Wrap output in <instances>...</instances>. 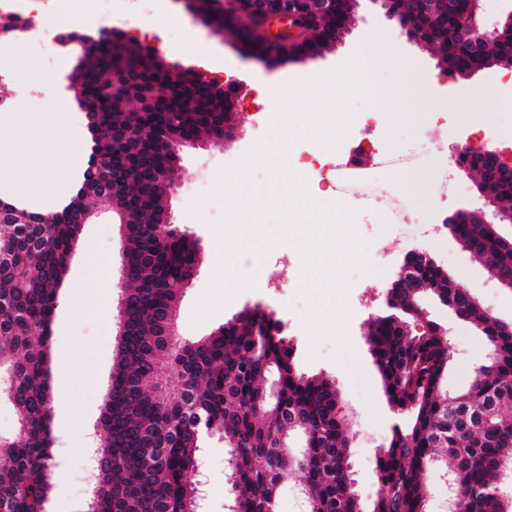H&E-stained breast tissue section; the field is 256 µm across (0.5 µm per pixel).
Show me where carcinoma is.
<instances>
[{
  "label": "carcinoma",
  "mask_w": 512,
  "mask_h": 512,
  "mask_svg": "<svg viewBox=\"0 0 512 512\" xmlns=\"http://www.w3.org/2000/svg\"><path fill=\"white\" fill-rule=\"evenodd\" d=\"M470 6L471 0H448L431 23L433 47L453 75L467 74L476 62L457 36ZM239 19L243 25L234 31L253 41L254 51H269L265 23ZM321 28L315 48L335 41L344 19L326 18ZM482 56L487 66L512 68V37L488 45ZM147 62L130 40L78 59L75 74L92 89L115 75L133 77L138 107L86 113L91 160L60 209L44 214L0 196V400L15 411L14 432L0 434V512H47L54 478L49 340L58 293L90 204L110 210L122 192L134 200L124 247L123 333L86 512H201L190 476L209 438L228 449L233 512H275L279 488L295 472L308 491L306 512H427V477L440 452L453 463L464 512H512L503 477L512 471V323L489 319L438 269L420 266L408 283L388 289L390 300L369 326L373 363L400 421L376 456L379 487L368 508L352 486V436L336 384L297 371L274 313L247 308L179 348L169 343L200 251L192 235L160 223L164 200L141 178L158 163L161 138L189 133L207 142L221 131L224 100L214 82L199 76L174 82ZM97 155L110 165L96 166ZM492 180L496 204L512 214V176ZM457 232L497 282L512 280L511 242L483 224H460ZM425 295L480 328L492 351L454 394L443 391L453 352L448 337L437 335L440 324L430 320L416 333L404 328ZM270 376L277 395L264 401Z\"/></svg>",
  "instance_id": "cac0c4a2"
}]
</instances>
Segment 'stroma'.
I'll return each instance as SVG.
<instances>
[{"label":"stroma","mask_w":512,"mask_h":512,"mask_svg":"<svg viewBox=\"0 0 512 512\" xmlns=\"http://www.w3.org/2000/svg\"><path fill=\"white\" fill-rule=\"evenodd\" d=\"M130 0H112L110 14L99 17L93 31L124 30L128 38L148 36L174 68L190 70L202 79L225 83L235 79L243 91L237 100L234 122L240 137L224 147H188L181 153L176 189L170 198L173 223L193 233L201 252L200 266L184 288L178 329L182 338L193 339L237 316L244 309L261 306L287 322L294 346L297 370L308 376L334 379L341 394L345 424L352 436L348 450L355 490L364 503H371L378 490L375 457L386 446L396 414L389 405L366 339L367 324L384 305L386 291L396 279L404 253L417 248L434 258L482 308L497 319L512 323V290L493 280L484 262L464 250L443 217L480 204L475 178L454 166L456 146L475 143V130L484 133L487 148L512 143V69L491 67L457 83L438 81L440 56L423 49L402 35L375 0H360L356 22L336 45L315 58L280 57L261 62L231 31L217 33L184 6L182 0H148L157 26L143 32ZM373 40L379 51L365 54L363 44ZM78 52L67 48L54 67L44 68L36 51L27 58L39 72L38 82H23L14 76L0 78V98L14 102L11 114L0 121V132L17 141L29 139L31 115H42L45 139L53 137V115L66 111L74 93L71 81ZM372 73L379 89L346 86L343 72L351 61ZM332 86L340 108L328 109L321 91ZM404 101L400 116H392L391 98ZM279 100L270 111L271 100ZM331 111L342 134L331 153L348 156L362 145L368 150L397 153L410 143L428 147L417 176L423 177L420 196L409 197L414 226L393 231L382 212H365L350 202H337L332 188H324L328 204H340L347 228L329 239L328 248L345 254L328 278L338 298L336 314L320 315L311 288H293L279 283L272 288H245L242 280L266 271L282 275L293 247L317 224V212L286 207L285 186L275 180L271 167L253 163L257 149L273 152L289 142L294 152L313 147L307 126L318 113ZM448 113V126L437 129V111ZM368 112L383 113L380 127L360 123ZM251 181L250 196L242 198L221 192L212 176ZM448 180L447 196H439L437 183ZM262 241L253 253V241ZM124 240L108 210L93 209L84 224L78 246L63 281L51 338V365L71 359L67 376L53 375L52 420L55 435L53 465L57 477L50 492L48 512H86L90 488L83 476L87 449L74 436L75 426L103 433L100 417L103 394L111 381L116 350L119 300L123 284L119 269ZM228 255L236 266L232 278L217 281L214 265L219 255ZM420 321L434 320L448 329L455 351L448 366L445 386L455 391L471 381L470 369L487 357L485 341L472 324L453 318L432 299L420 304ZM204 478L211 492L203 512H226L225 475L227 451L211 439L202 455Z\"/></svg>","instance_id":"obj_1"}]
</instances>
